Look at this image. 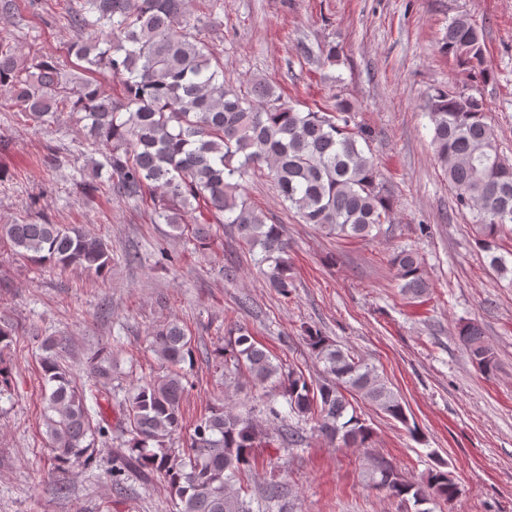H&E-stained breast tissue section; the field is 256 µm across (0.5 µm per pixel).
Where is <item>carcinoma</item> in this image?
Listing matches in <instances>:
<instances>
[{
	"label": "carcinoma",
	"instance_id": "cac0c4a2",
	"mask_svg": "<svg viewBox=\"0 0 512 512\" xmlns=\"http://www.w3.org/2000/svg\"><path fill=\"white\" fill-rule=\"evenodd\" d=\"M63 20L73 32L68 54L85 73H109L120 94L105 93L90 79L68 71L52 56L28 54L0 35V90L33 125L63 112L76 115L91 143L104 150L108 187L151 207L154 223L167 224L179 237L210 246V222L187 217L205 208L216 223L233 226L269 287L288 295L294 272L288 240L278 224L248 203L243 182L268 169L288 210L305 224L329 235L374 239L391 223V212L362 133L351 127L353 115L340 101L334 112H302L281 101L263 79L244 87L224 81V62L215 56L191 22L190 0H64ZM483 31L465 16L448 24L445 45L477 80L487 77ZM432 145L453 192L456 209L469 218L490 266L512 273L499 249L500 233L512 225V163L497 149L494 129L482 99L438 89L427 101ZM0 243L22 258L52 268L81 267L99 276L112 266V251L100 235L79 224H0ZM388 263L400 292L411 300L428 294L422 258L414 249L394 251ZM307 344L323 363V376L306 378L283 365L248 330L235 329L230 348L214 351L224 373L239 369L258 385L277 387L289 413L314 420V429L330 442L367 448L372 428L348 399L358 395L388 417L410 424L401 397L375 365L338 349L318 331L307 330ZM458 338L476 369L491 376L497 358L481 327L467 322ZM151 348L165 374L135 385L125 401L126 453L112 461V483L128 468L161 475L177 512H266L280 485H268L258 501L248 498L245 477L252 448L262 429L252 415L224 405L212 406L194 424L186 445L174 440L183 429L182 400L193 364L192 338L176 321L157 328ZM66 339L49 337L40 358L44 392L42 420L51 471L69 474L95 461L96 438L112 423L87 401L100 406L112 376L92 361V383L72 380L63 352ZM275 394V395H277ZM275 395L263 402L269 422L283 420ZM371 483L395 498L421 506L434 499L453 503L459 494L454 472L436 468L413 483L386 461L373 465Z\"/></svg>",
	"mask_w": 512,
	"mask_h": 512
}]
</instances>
